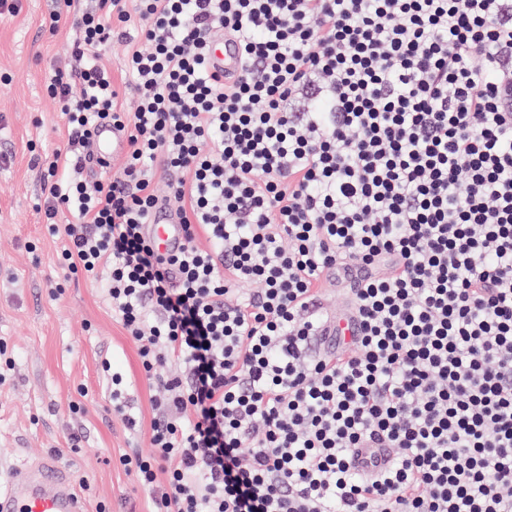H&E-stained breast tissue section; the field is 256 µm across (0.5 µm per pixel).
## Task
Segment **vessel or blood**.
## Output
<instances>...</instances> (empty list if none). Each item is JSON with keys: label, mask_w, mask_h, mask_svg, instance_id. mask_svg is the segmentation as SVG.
Returning a JSON list of instances; mask_svg holds the SVG:
<instances>
[{"label": "vessel or blood", "mask_w": 512, "mask_h": 512, "mask_svg": "<svg viewBox=\"0 0 512 512\" xmlns=\"http://www.w3.org/2000/svg\"><path fill=\"white\" fill-rule=\"evenodd\" d=\"M239 50L230 38H215L209 62L219 73H232L237 69ZM128 148L125 131L114 126L99 127L93 143L94 158L119 157ZM148 236L161 253L180 250L186 240V231L179 224L175 211L169 206L158 207L146 226ZM387 449H360L352 464L359 474L371 472L373 465L384 462ZM0 512H86L83 499L69 477L53 466H27L15 468L8 491H0Z\"/></svg>", "instance_id": "vessel-or-blood-1"}]
</instances>
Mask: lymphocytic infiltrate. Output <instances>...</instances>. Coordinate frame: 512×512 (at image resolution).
<instances>
[{
  "instance_id": "obj_1",
  "label": "lymphocytic infiltrate",
  "mask_w": 512,
  "mask_h": 512,
  "mask_svg": "<svg viewBox=\"0 0 512 512\" xmlns=\"http://www.w3.org/2000/svg\"><path fill=\"white\" fill-rule=\"evenodd\" d=\"M45 26L75 64L46 81L69 137L44 221L164 389L153 456L120 458L151 512H512V0H57ZM102 124L127 154L89 183ZM353 267L358 334L328 353L318 284ZM359 448L391 456L365 479ZM239 60L237 45L228 37L215 38L210 54L209 62L212 69L218 73H234ZM125 54V44L117 42L112 43L97 59V63L109 70L112 73V79L117 83H120L123 74ZM146 232L162 254L180 250L186 240L183 224L178 223L175 211L166 205L153 212L150 223L146 224Z\"/></svg>"
}]
</instances>
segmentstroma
Masks as SVG:
<instances>
[{"label":"stroma","instance_id":"1","mask_svg":"<svg viewBox=\"0 0 512 512\" xmlns=\"http://www.w3.org/2000/svg\"><path fill=\"white\" fill-rule=\"evenodd\" d=\"M50 0H22L0 15V486L8 464L65 469L87 512H149L151 493L123 454L149 456L153 393L137 344L113 319L105 294L60 263L64 240L36 209L42 169L68 130L45 78L68 63V31L44 32ZM132 382L128 401L141 427L112 409V377Z\"/></svg>","mask_w":512,"mask_h":512}]
</instances>
